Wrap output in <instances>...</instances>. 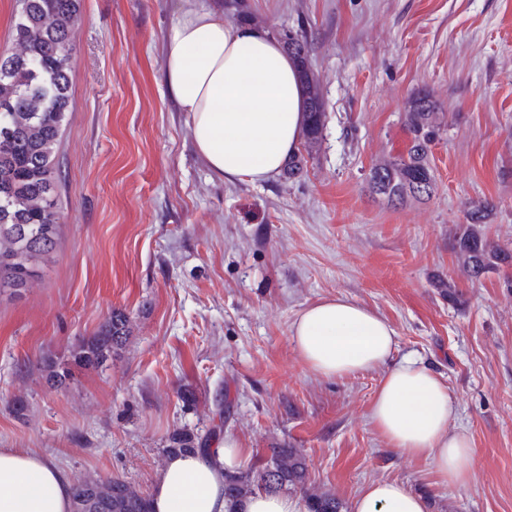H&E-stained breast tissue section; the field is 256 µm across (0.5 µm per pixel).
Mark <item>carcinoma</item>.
I'll use <instances>...</instances> for the list:
<instances>
[{"mask_svg": "<svg viewBox=\"0 0 512 512\" xmlns=\"http://www.w3.org/2000/svg\"><path fill=\"white\" fill-rule=\"evenodd\" d=\"M80 0H18L11 51L0 55V297L19 298L40 277L39 267L53 252L59 237L60 182L58 148L70 108L69 33L79 19ZM294 62L303 92V150L288 156L284 180L301 176L306 156L319 146L325 123L324 102L310 63L305 31L280 34ZM412 134L407 155L371 167L369 191L393 206L432 197L435 176L431 146L448 122L429 92H415L405 112ZM493 210L490 202L468 212L470 228L457 239V250L468 275L481 279L490 270L512 263V253L485 238L476 225ZM132 319L114 308L96 332L72 346L70 357H45L41 369L56 388L75 381V370L97 369L128 343ZM221 429L205 432L177 429L168 437L163 457L207 451ZM256 490L301 493L312 512H343L334 493L309 481L305 454L299 448L273 446L257 463L225 477L224 496L241 502ZM72 512H152L150 497L119 477L84 480L72 486Z\"/></svg>", "mask_w": 512, "mask_h": 512, "instance_id": "1", "label": "carcinoma"}]
</instances>
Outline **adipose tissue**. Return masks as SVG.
Instances as JSON below:
<instances>
[{"label":"adipose tissue","instance_id":"ef3b65f1","mask_svg":"<svg viewBox=\"0 0 512 512\" xmlns=\"http://www.w3.org/2000/svg\"><path fill=\"white\" fill-rule=\"evenodd\" d=\"M162 68L209 169L253 182L279 174L299 142L302 91L276 39L228 20L204 0H183L166 35ZM291 335L303 365L326 379L387 365L370 408L374 426L394 448L429 459L443 484L470 482L473 448L449 427L456 406L446 385L415 358L392 362L397 333L387 321L336 297L306 307ZM247 454L228 438L215 451L172 457L153 487V512H309L308 500L298 494L258 491L234 505L225 500L224 476ZM70 507L61 470L32 451L0 448V512ZM349 512H426V502L402 483L371 482L350 501Z\"/></svg>","mask_w":512,"mask_h":512}]
</instances>
